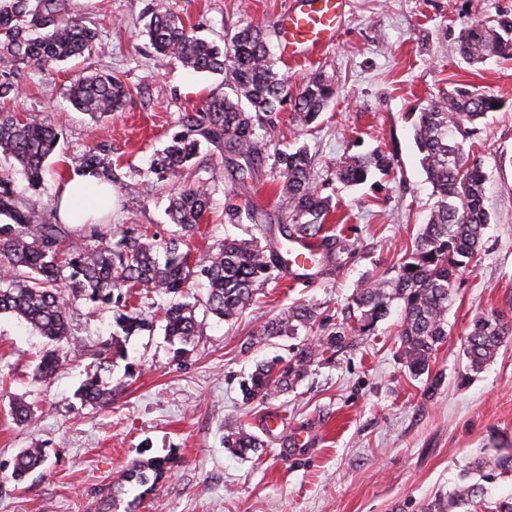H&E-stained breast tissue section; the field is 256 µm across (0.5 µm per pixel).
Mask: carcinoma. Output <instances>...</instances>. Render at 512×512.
<instances>
[{"label": "carcinoma", "instance_id": "obj_1", "mask_svg": "<svg viewBox=\"0 0 512 512\" xmlns=\"http://www.w3.org/2000/svg\"><path fill=\"white\" fill-rule=\"evenodd\" d=\"M68 0H6L0 3V100L19 97L18 66L33 64L50 72L62 62L82 56L97 38L96 31L70 14ZM149 21L143 33L155 52L178 60L193 73L224 76L235 97H213L197 112H185L181 131L170 144L155 154L153 172L168 180L189 170L205 143L227 151L240 161L235 164V181L245 186L254 179L258 157L257 130L271 126L288 104L302 125L312 123L336 97L335 82L322 74L313 76L293 95L288 82L274 70L263 29L247 25L225 41L210 42L186 27L181 19L156 2L148 8ZM458 54L469 64L491 57L512 59V17L499 15L478 20L459 36ZM68 99L78 111L100 119L112 115L131 99V90L114 76L91 73L75 81ZM501 100L493 95L460 86L421 109L412 129L419 162L436 197L428 220L416 239L415 249L395 275L376 281L352 295L346 321L327 332L319 346L300 343L289 357L260 362L243 389L247 400L286 391L300 381L320 355V348H336L356 336H371L378 322L395 305L401 308L398 331L400 360L409 372L423 375L448 338V309L455 295L460 270L477 257L491 216L486 208V173L481 162L470 159L468 125L485 119ZM60 141L58 126L45 118L0 109V157L11 162L28 185L37 189L44 182L47 161ZM282 198L277 219L282 237L321 238L326 256L343 250L334 236L322 234L329 211L327 198L314 185L311 158L300 146L277 153ZM394 159L385 153L353 155L336 170V179L355 186L370 174L388 175ZM77 171L107 182L120 192L131 193L130 184L120 180L105 151L90 152L79 160ZM211 205L205 185L182 184L170 197V217L181 230L194 231ZM232 223L241 217L264 230L272 223L265 212L229 202L224 208ZM0 315L16 317L47 338L53 346L39 359L37 372L45 379L58 374L67 362L68 341L74 315L73 302L118 307L116 322L130 336L149 328L127 300L142 291L171 297L164 308V335L170 344L179 343L183 353L194 342L197 321L193 308L178 300L189 279L199 273L207 279L206 311L228 322L249 306L256 292L274 271L286 269L287 259L278 247L259 244L256 236L224 239V244L195 266L181 252L183 241L172 237L163 243L146 239L131 228L117 230L118 238H97L94 244L71 239L67 224L49 223L16 195L12 181L0 176ZM316 321L315 310L300 306L265 322L256 335L292 338ZM512 339V318L499 313L476 315L463 334L467 360L460 380L469 381L495 357L504 342ZM121 355L115 341H102L91 356L110 361ZM90 405L112 400V389L90 375L79 389ZM224 447L243 455L263 447L255 435L239 429L224 436ZM46 462L42 448H23L15 456L12 477L21 480ZM171 471L167 459L131 463L112 492L97 501L96 512H112L123 484L146 485ZM512 475V450L479 458L463 469L448 493L436 497L424 512H473L485 496L483 481L497 475Z\"/></svg>", "mask_w": 512, "mask_h": 512}]
</instances>
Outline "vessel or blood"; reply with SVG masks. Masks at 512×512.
<instances>
[{
    "label": "vessel or blood",
    "instance_id": "obj_1",
    "mask_svg": "<svg viewBox=\"0 0 512 512\" xmlns=\"http://www.w3.org/2000/svg\"><path fill=\"white\" fill-rule=\"evenodd\" d=\"M346 7L347 0H289L275 23L282 56L294 61L310 59L333 47L346 21ZM320 251L311 239L289 242V281L298 282L310 270L311 256Z\"/></svg>",
    "mask_w": 512,
    "mask_h": 512
}]
</instances>
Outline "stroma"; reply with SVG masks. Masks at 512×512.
<instances>
[{
	"instance_id": "obj_1",
	"label": "stroma",
	"mask_w": 512,
	"mask_h": 512,
	"mask_svg": "<svg viewBox=\"0 0 512 512\" xmlns=\"http://www.w3.org/2000/svg\"><path fill=\"white\" fill-rule=\"evenodd\" d=\"M150 0H70L73 14L97 32L82 57L50 74L22 66V94L0 106L53 121L62 129L58 154L48 161L41 188L13 174L15 193L57 218L59 183L88 150H109L116 172L135 184L116 193L100 230H142L166 239L180 229L168 215L171 181L149 169L169 143L185 112L229 93L223 77L196 74L155 53L142 35ZM201 36L223 42L246 24L261 26L277 69L297 91L316 73L338 87L336 100L309 126L283 110L275 126L260 130L261 173L248 193L233 195V163L202 148L193 181L204 183L212 208L189 241L192 258L217 250L224 238L249 237L255 227L232 224L228 201L261 199L279 207L276 152L306 145L316 187L330 200L328 227L345 241L344 252L323 268L314 284L292 285L276 276L260 287L236 319L206 313L205 280L194 276L183 299L195 307L198 334L183 355L165 339L167 298H131L152 328L123 335L113 309L92 304L76 310L68 337L71 362L50 379L36 370L49 342L25 322L0 317V512H89L101 491L128 465L174 458L171 472L151 490L125 486L116 512H422L447 492L476 457L512 448V340L469 383L461 336L479 313L512 317V59L464 63L457 38L472 22L512 15V0H349L344 31L311 61H287L273 25L286 0H163ZM92 72L119 77L132 91L127 107L93 120L66 97L73 80ZM466 84L498 97L503 107L475 128L474 159L488 175L486 206L492 222L478 262L464 269L448 311L450 334L436 352L429 376L416 377L396 356L399 312L374 335L354 338L336 353L320 355L305 378L285 393L244 402L241 382L259 361L287 355L290 341H260V323L289 307L308 305L319 314L300 342L335 326L357 289L394 275L409 254L434 203L418 161L414 114L436 97ZM373 150L395 158L394 170L349 187L336 179L345 158ZM117 338L125 355L98 369L90 349ZM98 374L114 394L109 405L83 403L77 390ZM439 378L431 386V378ZM31 404L27 422L16 423L11 406ZM264 441L240 455L224 446L228 428ZM312 431V444L294 450L292 433ZM42 448L45 465L23 481L10 477L20 449Z\"/></svg>"
}]
</instances>
